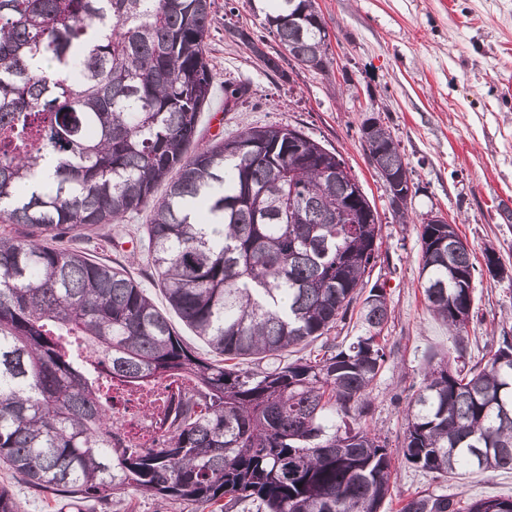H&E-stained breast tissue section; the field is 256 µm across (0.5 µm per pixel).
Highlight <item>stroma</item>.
<instances>
[{"instance_id": "35a3bbf8", "label": "stroma", "mask_w": 512, "mask_h": 512, "mask_svg": "<svg viewBox=\"0 0 512 512\" xmlns=\"http://www.w3.org/2000/svg\"><path fill=\"white\" fill-rule=\"evenodd\" d=\"M317 3L332 63L323 72L296 69L284 78L224 31L230 23L252 28L248 0H214L207 38L214 90L197 142L272 124L295 127L340 154L378 213L380 258L371 278L384 287L392 310L385 331L390 357L370 390L367 424L393 453L392 495L381 512H400L405 499L424 490L463 501L512 497V471L443 480L407 463L400 450L405 407L423 378L426 354L454 343L420 287V226L427 215L448 218L475 256L492 250L508 271L504 278L484 270L475 276L467 364L487 359L494 340L512 335V0ZM228 83L247 90L231 105L224 102ZM374 112L409 164L407 224L395 219L359 137ZM144 222L141 216L125 221L118 240L107 224L75 244L98 261L125 265L162 308L166 302L141 250Z\"/></svg>"}]
</instances>
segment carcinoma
Instances as JSON below:
<instances>
[{"label": "carcinoma", "mask_w": 512, "mask_h": 512, "mask_svg": "<svg viewBox=\"0 0 512 512\" xmlns=\"http://www.w3.org/2000/svg\"><path fill=\"white\" fill-rule=\"evenodd\" d=\"M252 10L258 27L227 32L266 68H328L316 0ZM212 21V0H0V220L32 228L0 232V465L58 512H111L129 492L189 512H379L392 455L365 424L389 358L391 308L369 283L382 227L350 173L332 172L342 158L300 130L195 145ZM359 133L379 174L408 170L387 126ZM47 157L56 182L37 192ZM141 213L157 286L209 357L124 265L58 245ZM420 239L424 298L459 337L474 253L453 224H423ZM366 287L360 334L336 341ZM311 344L308 358L284 359ZM463 357L461 339L427 356L402 455L444 478L512 470V336L483 366L452 367ZM165 378L176 393H140L164 428L144 448L118 431L112 388ZM0 512H23L5 485ZM402 512H512V498L463 506L427 492Z\"/></svg>", "instance_id": "carcinoma-1"}]
</instances>
